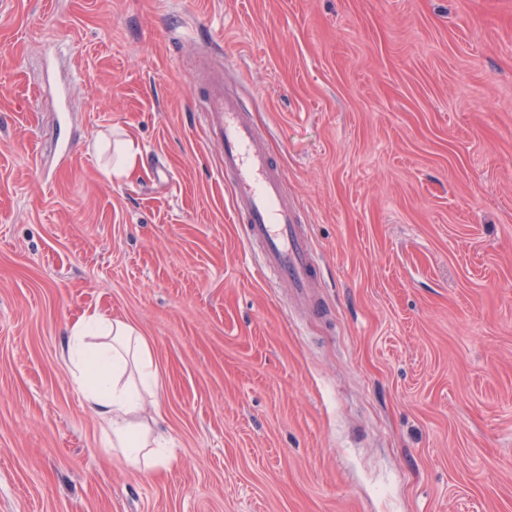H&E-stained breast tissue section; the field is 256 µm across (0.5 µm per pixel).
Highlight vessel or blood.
<instances>
[{
	"label": "vessel or blood",
	"instance_id": "1",
	"mask_svg": "<svg viewBox=\"0 0 512 512\" xmlns=\"http://www.w3.org/2000/svg\"><path fill=\"white\" fill-rule=\"evenodd\" d=\"M204 83L201 110L224 172L233 178L234 220L247 225L248 240L259 246L264 268L288 284L301 307L315 310L318 268L310 240L284 195L283 170L271 162L264 137L241 99L225 85L222 72L209 71Z\"/></svg>",
	"mask_w": 512,
	"mask_h": 512
}]
</instances>
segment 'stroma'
<instances>
[{"label":"stroma","instance_id":"1","mask_svg":"<svg viewBox=\"0 0 512 512\" xmlns=\"http://www.w3.org/2000/svg\"><path fill=\"white\" fill-rule=\"evenodd\" d=\"M209 43L321 314L234 221ZM96 308L149 342L158 476L61 358ZM0 512H512V0H0ZM94 151H110L112 149L111 161L103 170L104 175L112 181L129 180L142 166V149L137 140L129 133L126 137L116 139L112 143L105 137L98 138L92 145Z\"/></svg>","mask_w":512,"mask_h":512}]
</instances>
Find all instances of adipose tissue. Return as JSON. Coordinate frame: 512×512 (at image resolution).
Returning <instances> with one entry per match:
<instances>
[{"label": "adipose tissue", "mask_w": 512, "mask_h": 512, "mask_svg": "<svg viewBox=\"0 0 512 512\" xmlns=\"http://www.w3.org/2000/svg\"><path fill=\"white\" fill-rule=\"evenodd\" d=\"M94 151L111 152L104 175L119 181L142 165L133 136L96 139ZM62 355L88 409L97 417L107 450L115 451L135 474L152 477L174 458L168 434L149 414L160 377L147 339L129 321L99 310L85 312L69 328Z\"/></svg>", "instance_id": "obj_1"}]
</instances>
